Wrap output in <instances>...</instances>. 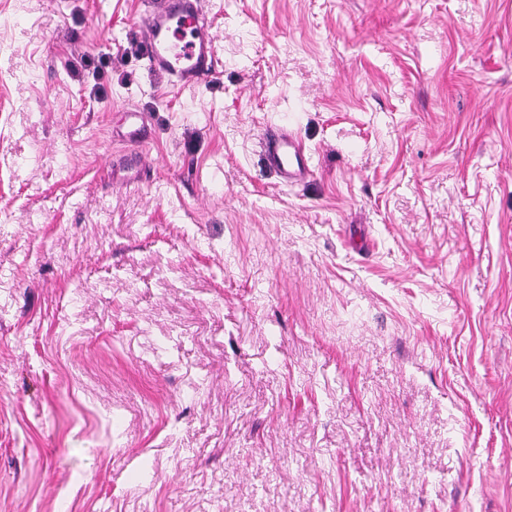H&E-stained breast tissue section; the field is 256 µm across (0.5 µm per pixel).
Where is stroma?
I'll list each match as a JSON object with an SVG mask.
<instances>
[{
  "label": "stroma",
  "mask_w": 512,
  "mask_h": 512,
  "mask_svg": "<svg viewBox=\"0 0 512 512\" xmlns=\"http://www.w3.org/2000/svg\"><path fill=\"white\" fill-rule=\"evenodd\" d=\"M142 9L0 0V512H512V0ZM203 0H147L139 18L143 58L151 71L159 72L178 91L195 88L217 73L216 34L205 19ZM193 29L186 40L180 24ZM266 159L288 182L301 178L309 171V158L301 143L286 132L271 135L266 142Z\"/></svg>",
  "instance_id": "35a3bbf8"
}]
</instances>
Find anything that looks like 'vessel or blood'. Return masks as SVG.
Here are the masks:
<instances>
[{
    "instance_id": "1",
    "label": "vessel or blood",
    "mask_w": 512,
    "mask_h": 512,
    "mask_svg": "<svg viewBox=\"0 0 512 512\" xmlns=\"http://www.w3.org/2000/svg\"><path fill=\"white\" fill-rule=\"evenodd\" d=\"M190 21V36L180 25ZM137 26L143 58L149 70L168 78L174 89L195 88L212 81L217 73L216 34L204 13V0H146ZM270 166L288 181L309 170L301 143L288 133L271 135L265 147Z\"/></svg>"
}]
</instances>
